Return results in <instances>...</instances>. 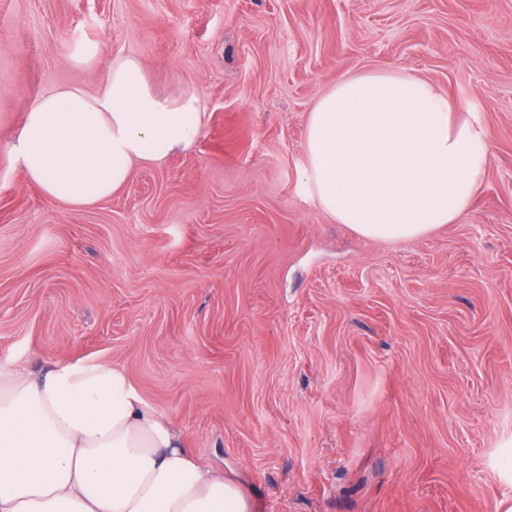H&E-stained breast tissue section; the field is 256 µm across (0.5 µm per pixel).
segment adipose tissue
I'll return each instance as SVG.
<instances>
[{"label":"adipose tissue","mask_w":512,"mask_h":512,"mask_svg":"<svg viewBox=\"0 0 512 512\" xmlns=\"http://www.w3.org/2000/svg\"><path fill=\"white\" fill-rule=\"evenodd\" d=\"M190 91L161 94L134 56L96 92L43 94L7 143L47 199L82 207L112 196L138 164L188 149L206 125ZM300 181L356 235L418 240L458 223L490 158L481 115L426 80L345 76L308 114ZM0 512H251L233 481L201 467L181 434L106 362L0 366Z\"/></svg>","instance_id":"adipose-tissue-1"}]
</instances>
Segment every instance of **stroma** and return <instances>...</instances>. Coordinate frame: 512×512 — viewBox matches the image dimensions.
<instances>
[{
    "label": "stroma",
    "instance_id": "35a3bbf8",
    "mask_svg": "<svg viewBox=\"0 0 512 512\" xmlns=\"http://www.w3.org/2000/svg\"><path fill=\"white\" fill-rule=\"evenodd\" d=\"M129 55L201 135L48 200L7 142ZM388 71L478 106L491 147L419 240L357 236L299 179L319 91ZM69 358L123 368L251 512H512V0H0V365Z\"/></svg>",
    "mask_w": 512,
    "mask_h": 512
}]
</instances>
